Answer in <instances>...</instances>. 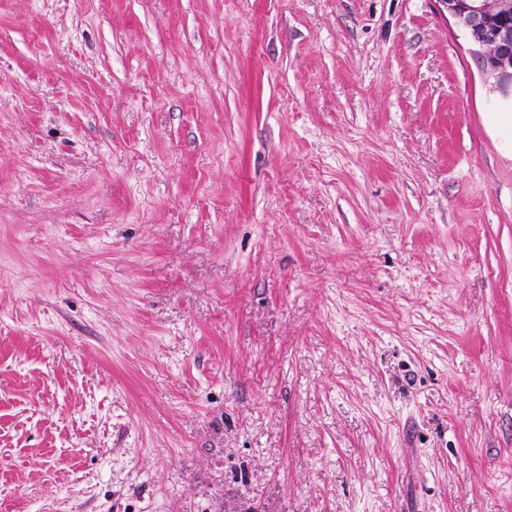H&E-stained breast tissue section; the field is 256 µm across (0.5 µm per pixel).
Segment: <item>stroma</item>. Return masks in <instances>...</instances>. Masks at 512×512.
Instances as JSON below:
<instances>
[{
    "instance_id": "1",
    "label": "stroma",
    "mask_w": 512,
    "mask_h": 512,
    "mask_svg": "<svg viewBox=\"0 0 512 512\" xmlns=\"http://www.w3.org/2000/svg\"><path fill=\"white\" fill-rule=\"evenodd\" d=\"M438 0H0V512H512V147Z\"/></svg>"
}]
</instances>
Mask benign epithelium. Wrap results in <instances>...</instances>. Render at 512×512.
<instances>
[{"label":"benign epithelium","mask_w":512,"mask_h":512,"mask_svg":"<svg viewBox=\"0 0 512 512\" xmlns=\"http://www.w3.org/2000/svg\"><path fill=\"white\" fill-rule=\"evenodd\" d=\"M470 43L499 104L512 107V0H437Z\"/></svg>","instance_id":"1"}]
</instances>
